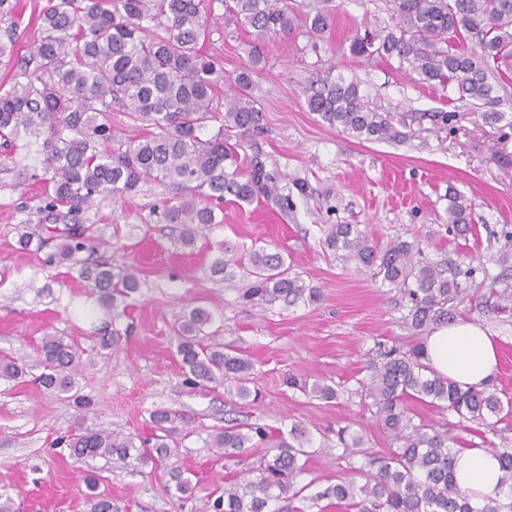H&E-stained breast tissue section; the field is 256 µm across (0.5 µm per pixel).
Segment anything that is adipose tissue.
I'll return each instance as SVG.
<instances>
[{"instance_id":"adipose-tissue-1","label":"adipose tissue","mask_w":512,"mask_h":512,"mask_svg":"<svg viewBox=\"0 0 512 512\" xmlns=\"http://www.w3.org/2000/svg\"><path fill=\"white\" fill-rule=\"evenodd\" d=\"M423 346L425 360L431 370L461 388H486L497 374V345L473 320L459 317L436 325L425 336ZM454 470L474 512H481L489 499L498 497L501 471L493 451L486 448L460 449L454 457Z\"/></svg>"}]
</instances>
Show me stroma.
<instances>
[{
  "label": "stroma",
  "instance_id": "35a3bbf8",
  "mask_svg": "<svg viewBox=\"0 0 512 512\" xmlns=\"http://www.w3.org/2000/svg\"><path fill=\"white\" fill-rule=\"evenodd\" d=\"M288 3L294 28L267 40L253 95L264 109L266 132L257 143L268 169L277 173L281 190L295 178L308 184V197H294L293 208L264 199L243 206L225 202L223 223L187 246L181 225L158 217L169 191L149 180L121 198L96 197L79 215L92 250L51 264L47 257L64 226L40 210L45 180L35 172L39 157L23 149L0 155V356L28 368L25 381L0 378V486L18 512H89V474L98 476L100 490L122 512H195L218 486L246 478L264 454L254 448L240 457L216 458L210 437L231 419L273 430L305 424L312 446L296 483L317 491L342 477L360 479L369 458L388 455L394 443L356 389L378 344L405 347L415 338L404 324L400 295L327 250L321 225L357 224L383 244L419 241L427 260L484 268L485 278L471 288L478 296L487 293L492 278L512 277V266L500 261L502 253L512 254V239L502 235L512 231V128L483 122L465 104L448 105L441 87L423 83L412 71L350 54L357 30L389 23L386 0H332L334 20L319 35L307 33L306 19L321 0ZM252 39L248 30L231 25L202 47L224 69V97L233 93L230 81ZM328 75L359 82L374 109L405 123V140L361 141L308 112L306 85ZM451 109L456 116L450 122L437 120V113ZM452 187L472 203L475 237L462 240L438 230L448 218ZM23 230L31 233L34 248H20ZM223 244L240 251L265 244L278 248L291 273L319 289V300L242 303L247 267L231 268L223 277L210 271ZM98 261L137 270L139 287L127 298L125 315L113 316L100 305L85 274ZM197 306L213 315L206 335L252 363L258 402L186 385L175 328ZM470 316L497 343L494 388L500 397H512V310L475 309ZM112 334L119 342L101 349L100 337ZM47 335L64 337L81 351L77 382L92 401L90 422L148 437L150 412H176L172 462L191 473L193 498L170 489V467L136 469L116 458L80 463L70 456L64 440L79 425L78 411L35 382L41 372L36 347ZM291 375L332 385L338 397L327 401L290 388ZM406 406L415 421L448 431L461 443H512V417L496 433L480 436L432 404L411 399ZM343 426L363 435V448L338 444L336 431Z\"/></svg>",
  "mask_w": 512,
  "mask_h": 512
}]
</instances>
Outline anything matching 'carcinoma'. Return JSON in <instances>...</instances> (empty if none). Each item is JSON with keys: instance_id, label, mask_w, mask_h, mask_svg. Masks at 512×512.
<instances>
[{"instance_id": "1", "label": "carcinoma", "mask_w": 512, "mask_h": 512, "mask_svg": "<svg viewBox=\"0 0 512 512\" xmlns=\"http://www.w3.org/2000/svg\"><path fill=\"white\" fill-rule=\"evenodd\" d=\"M390 2L394 23L355 33L350 52L394 59L422 81L448 89L449 102L471 106L490 124L506 119L512 128V117L499 110L512 87V0ZM17 15L15 0H0V20L10 21L0 31V61L13 64L11 85L0 88V150L33 147L41 156L50 174L46 219L74 218L98 195L120 197L153 180L176 191L175 203L164 206L159 218L183 225V239L191 244L200 230L216 223L228 196L239 203L266 197L288 205L260 153L252 157L246 175L238 171V149L245 137L263 130V110L251 93L263 56L257 46H249L248 62L234 79L236 96L226 107L218 95L224 71L199 46L200 40L231 24L248 27L259 38L288 35L295 19L288 0H48L37 17L34 49L20 58L15 57ZM147 19L154 22L149 35L143 26ZM330 19L329 9L316 10L308 18L310 32H323ZM305 101L323 122L362 141L406 138L389 115L370 106L357 82L341 75L310 84ZM114 111L133 113L145 133L127 137L113 131ZM475 231L471 203L462 193L449 191L445 232L465 237ZM323 233L328 249L343 252L344 259L399 290L407 301V324L417 334L459 316L466 297L460 270L420 258L421 249L407 241L382 245L356 224H326ZM86 248V229L74 223L64 229L57 256L67 260ZM219 252L211 264L215 275L248 260L252 280L241 292L246 303L275 298L295 303L305 295L315 302L320 297L317 289L289 274L277 249L254 247L245 257L222 246ZM474 272L470 267L462 274L469 279ZM92 281L100 302L112 308L139 288L134 270L116 275L104 264L96 266ZM489 297L496 298L485 301L489 312L512 307L511 288H492ZM211 322L210 311L195 307L177 323L185 383L201 390L222 386L227 395L258 401L259 389L248 386L252 363L224 351L220 343L199 340ZM36 351L43 368L40 386L66 393L76 408L88 409L91 401L79 394L75 381V345L46 336ZM423 360L418 343L405 351L381 347L370 361L369 375L359 382L360 396L370 401L382 429L398 443L390 456L372 460L377 472L364 483L344 478L307 495L312 483L295 487L303 472L299 459L311 444L304 425L294 424L286 433L258 424L230 425L212 437L217 458L252 448L266 453L252 478L225 484L196 512H269L272 502L297 498L313 503L334 498L351 512H474L455 478L456 438L414 423L405 401L427 399L490 432L512 413V400H502L490 387L464 390L432 373ZM24 374L15 360L0 359V377L15 380ZM286 383L325 400L337 396L325 383H299L291 375ZM150 419L160 433L136 443L132 436L85 424L83 416L78 432L67 440L70 455L77 461L115 456L155 469L173 456L170 425L176 414L160 409ZM336 435L346 449L365 444L362 435L347 427ZM491 450L500 461L503 495L489 500L481 512H512V448ZM86 486L90 512H120L112 498L97 491L96 478H87Z\"/></svg>"}]
</instances>
